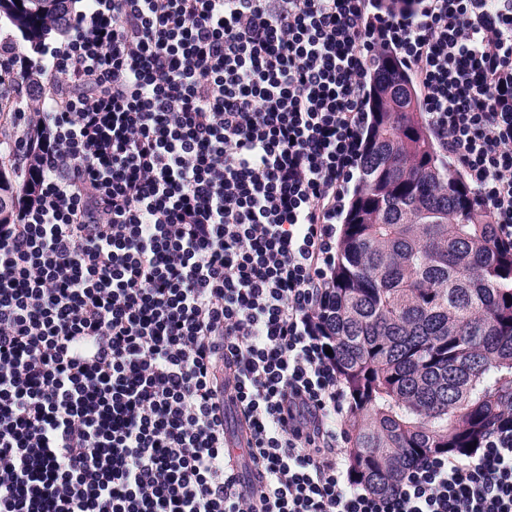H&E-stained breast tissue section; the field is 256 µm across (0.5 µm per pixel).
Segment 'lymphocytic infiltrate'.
Masks as SVG:
<instances>
[{
  "mask_svg": "<svg viewBox=\"0 0 512 512\" xmlns=\"http://www.w3.org/2000/svg\"><path fill=\"white\" fill-rule=\"evenodd\" d=\"M386 49L512 242V0H91L41 112L0 42V115L39 131L0 224V512H512L510 420L387 495L346 464L320 309Z\"/></svg>",
  "mask_w": 512,
  "mask_h": 512,
  "instance_id": "f902f5d3",
  "label": "lymphocytic infiltrate"
}]
</instances>
